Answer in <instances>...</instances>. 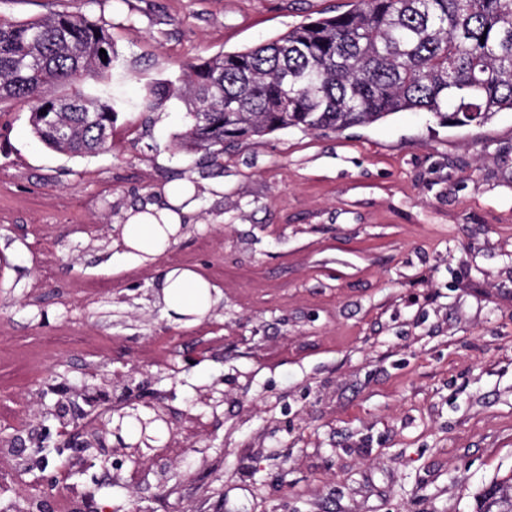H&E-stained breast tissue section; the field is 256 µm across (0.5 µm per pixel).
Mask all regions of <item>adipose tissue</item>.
I'll use <instances>...</instances> for the list:
<instances>
[{"label":"adipose tissue","instance_id":"adipose-tissue-1","mask_svg":"<svg viewBox=\"0 0 512 512\" xmlns=\"http://www.w3.org/2000/svg\"><path fill=\"white\" fill-rule=\"evenodd\" d=\"M169 207L156 209L155 213H139L127 220L124 227V243L134 247L136 242L148 244L150 253L157 254L168 245V234L177 233L182 225V213L193 207L191 192H173ZM208 283L194 271L176 268L168 272L162 289L164 302L177 314L204 315L199 304V294L208 290Z\"/></svg>","mask_w":512,"mask_h":512}]
</instances>
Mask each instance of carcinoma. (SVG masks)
Wrapping results in <instances>:
<instances>
[{
	"label": "carcinoma",
	"mask_w": 512,
	"mask_h": 512,
	"mask_svg": "<svg viewBox=\"0 0 512 512\" xmlns=\"http://www.w3.org/2000/svg\"><path fill=\"white\" fill-rule=\"evenodd\" d=\"M116 62L109 29L81 13L0 14V102L28 103L32 132L56 152L111 146ZM89 81L99 93L84 92ZM173 97L187 118L178 149L217 167L226 144L290 128L341 131L402 111L481 125L512 110V0H355L265 43L199 57L177 82L147 86L139 106L154 112ZM476 512H512V477L486 486Z\"/></svg>",
	"instance_id": "1"
}]
</instances>
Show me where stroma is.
I'll return each mask as SVG.
<instances>
[{
  "instance_id": "35a3bbf8",
  "label": "stroma",
  "mask_w": 512,
  "mask_h": 512,
  "mask_svg": "<svg viewBox=\"0 0 512 512\" xmlns=\"http://www.w3.org/2000/svg\"><path fill=\"white\" fill-rule=\"evenodd\" d=\"M350 5L0 0L18 20L81 11L118 55L99 155L49 149L27 103H0V402L19 404L0 446L31 429L50 460L14 466L0 501L40 495L57 472L54 381L170 396L180 455L117 473L82 451L68 490L104 512H474L512 476V110L462 128L398 112L281 130L227 146L213 170L175 149L180 100L138 106L197 57ZM182 182L199 188L182 236L126 254L131 207ZM173 268L214 287L205 316L160 302ZM216 381L213 410L197 398Z\"/></svg>"
}]
</instances>
